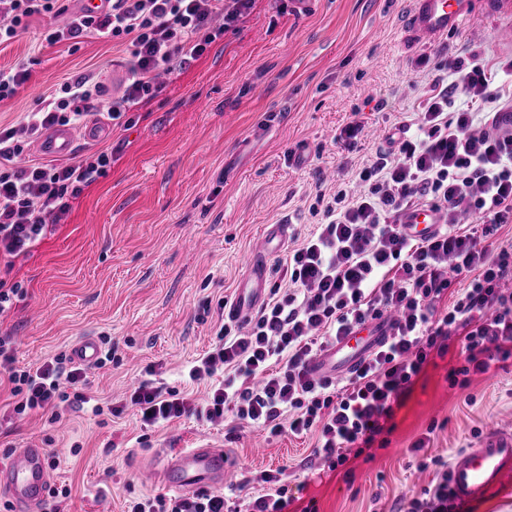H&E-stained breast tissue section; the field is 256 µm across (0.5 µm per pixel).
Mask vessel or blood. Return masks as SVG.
I'll list each match as a JSON object with an SVG mask.
<instances>
[{"label": "vessel or blood", "mask_w": 512, "mask_h": 512, "mask_svg": "<svg viewBox=\"0 0 512 512\" xmlns=\"http://www.w3.org/2000/svg\"><path fill=\"white\" fill-rule=\"evenodd\" d=\"M409 27L416 35L433 38L461 28L466 23L473 0H414ZM79 129L60 126L41 140L43 154L70 155L81 137ZM407 233L414 236L432 234L439 217L432 210L420 208L409 211L402 219ZM288 227L270 224L264 229L261 243L254 252L249 271L239 287L234 311L239 317L253 313L262 297L268 259L273 242L285 241ZM385 327L373 323L355 331L329 347L309 365L318 377H340L355 368L384 337ZM100 344L95 337L86 336L74 343L69 357L74 364H95ZM45 451L31 445L15 451L0 465V493L13 501V512H43L49 476L44 463ZM225 455L220 448H186L167 457L155 474L165 486L177 493L193 492L205 487L224 484ZM512 473V433L492 432L474 447L463 450L448 470L449 491L457 501L480 498L488 489L499 485L505 475Z\"/></svg>", "instance_id": "vessel-or-blood-1"}]
</instances>
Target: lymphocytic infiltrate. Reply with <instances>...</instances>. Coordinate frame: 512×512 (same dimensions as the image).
Returning a JSON list of instances; mask_svg holds the SVG:
<instances>
[{"mask_svg":"<svg viewBox=\"0 0 512 512\" xmlns=\"http://www.w3.org/2000/svg\"><path fill=\"white\" fill-rule=\"evenodd\" d=\"M254 0H112L103 15L78 14L64 28L43 34L54 45L102 35L129 51L128 77L111 96L107 114L121 120L160 91V74L199 59L232 30ZM62 0H0V45L28 29L34 16L60 14ZM432 78L418 112L399 122L397 137L362 167L340 178L309 207L315 223L278 268L288 285L274 289L252 317L225 318L188 376L207 384L196 401L179 391L143 382L130 403L144 424L195 417L235 421L272 432L316 433L315 458L337 467L345 451L381 430L380 418L412 385L431 352H444L459 336L474 371L485 356L512 358V241L489 237L512 224V130L490 129L482 118L512 108V58L484 55L431 57ZM106 87L82 73L62 83L24 117L21 128L0 129V265L12 270L54 230L57 213L103 176L112 154L100 150L67 163L15 166L27 139L56 125H79L93 115ZM462 108H455V101ZM420 134L408 138L409 125ZM436 212L441 225L428 237L406 234L410 209ZM394 314L387 338L343 378L316 379L309 362L356 328ZM15 341L0 336V376L12 385L13 411H55L66 387L86 382L83 367L60 354L21 370ZM434 484L409 503L408 512H448V465L432 458ZM282 470L256 475L247 512H284L288 487ZM228 492L159 494L127 501L126 512H227Z\"/></svg>","mask_w":512,"mask_h":512,"instance_id":"obj_1","label":"lymphocytic infiltrate"}]
</instances>
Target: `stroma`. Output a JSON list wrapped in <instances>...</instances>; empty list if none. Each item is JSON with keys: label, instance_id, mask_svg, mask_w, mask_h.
Returning <instances> with one entry per match:
<instances>
[{"label": "stroma", "instance_id": "obj_1", "mask_svg": "<svg viewBox=\"0 0 512 512\" xmlns=\"http://www.w3.org/2000/svg\"><path fill=\"white\" fill-rule=\"evenodd\" d=\"M413 0H255L234 31L187 68L166 76L159 95L128 112L127 128L106 127L80 141L74 159L111 150L106 175L62 213L54 233L23 259L10 280L26 293L0 318L20 339L17 368L68 352L81 336L112 347V362L87 370L85 404L61 403L58 419L33 413L0 424V459L33 443L60 460L50 485L69 487L58 512H123L136 496L165 493L151 472L167 453L223 448L225 484L284 468L286 512H406L435 477L426 457L445 461L490 431L512 432V358L461 375L458 339L434 357L370 444L350 449L346 466L314 474L312 438L235 429L192 417L145 426L125 403L141 382L202 397L188 378L221 322L220 302L237 297L252 251L269 224L288 225L287 246L312 227L317 191L362 153L335 143L338 128L359 121L364 151L388 145L401 113L416 111L429 69L426 53L455 57L470 49L490 60L512 56L499 38L512 25L488 0L466 24L437 39L406 26ZM47 17L0 45V69L29 60L30 76L0 101V126H19L38 98L84 72L121 89L125 47L108 37L47 45ZM424 451L412 452L420 438Z\"/></svg>", "mask_w": 512, "mask_h": 512}]
</instances>
